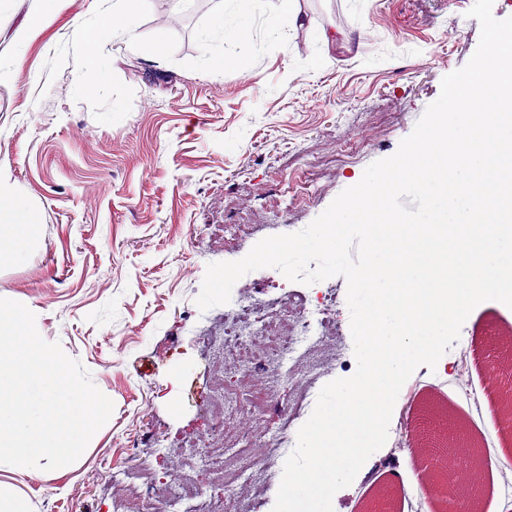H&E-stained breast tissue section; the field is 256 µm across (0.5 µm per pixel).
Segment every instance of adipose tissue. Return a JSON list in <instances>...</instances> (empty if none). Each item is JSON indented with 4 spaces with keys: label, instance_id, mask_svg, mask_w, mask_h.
<instances>
[{
    "label": "adipose tissue",
    "instance_id": "ef3b65f1",
    "mask_svg": "<svg viewBox=\"0 0 512 512\" xmlns=\"http://www.w3.org/2000/svg\"><path fill=\"white\" fill-rule=\"evenodd\" d=\"M259 13L278 30L296 31L304 26V17L296 0H222L206 34L220 36L225 44L234 47L244 46L253 19ZM35 232L36 224L26 202L15 194L6 179L0 177V240L10 243L9 249H0V263L18 262Z\"/></svg>",
    "mask_w": 512,
    "mask_h": 512
}]
</instances>
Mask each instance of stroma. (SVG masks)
Segmentation results:
<instances>
[{"mask_svg":"<svg viewBox=\"0 0 512 512\" xmlns=\"http://www.w3.org/2000/svg\"><path fill=\"white\" fill-rule=\"evenodd\" d=\"M193 4L145 0L131 49L104 21L111 0H0V173L38 225L24 261L0 264V298L26 305L114 403L80 466L0 465V490L26 495L32 512H112L143 468L160 488L217 482L192 451L223 448L211 402L236 374L224 367L223 307L195 303L207 266L310 224L392 156L480 38L473 0H299L307 28L276 31L257 15L244 65L218 70L224 46L204 33L219 0ZM321 29L340 40L323 46ZM159 33L157 59L147 46ZM325 149L344 159L308 188L305 161ZM251 282L276 309L309 292L272 268ZM511 318L480 308L461 328L463 360L417 368L401 402L419 414L435 392L436 411L491 454L481 512L512 504V435L500 433L486 371ZM254 456L268 462L264 491L225 500V512H273L283 468L260 441L241 466ZM417 474L406 450L367 464L336 510L361 512L374 491Z\"/></svg>","mask_w":512,"mask_h":512,"instance_id":"obj_1","label":"stroma"}]
</instances>
